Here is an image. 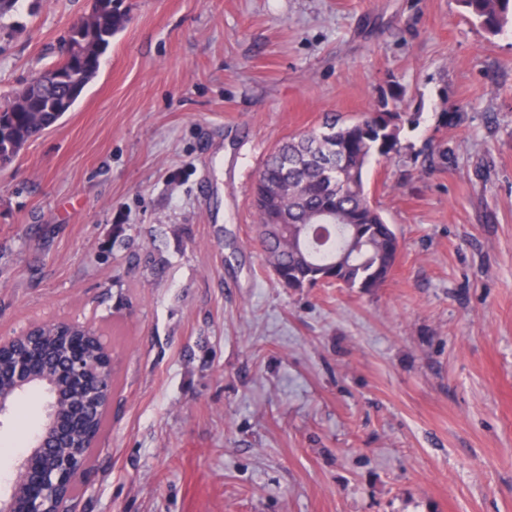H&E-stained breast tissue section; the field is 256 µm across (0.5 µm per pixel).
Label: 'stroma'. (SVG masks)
<instances>
[{"mask_svg":"<svg viewBox=\"0 0 512 512\" xmlns=\"http://www.w3.org/2000/svg\"><path fill=\"white\" fill-rule=\"evenodd\" d=\"M116 7L98 77L0 166V340L88 323L114 359L69 512H512V30L458 0ZM87 9L0 17V100ZM393 90L418 121L367 177L391 280L279 286L264 159Z\"/></svg>","mask_w":512,"mask_h":512,"instance_id":"obj_1","label":"stroma"}]
</instances>
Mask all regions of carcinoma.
Returning a JSON list of instances; mask_svg holds the SVG:
<instances>
[{"label":"carcinoma","mask_w":512,"mask_h":512,"mask_svg":"<svg viewBox=\"0 0 512 512\" xmlns=\"http://www.w3.org/2000/svg\"><path fill=\"white\" fill-rule=\"evenodd\" d=\"M458 2L490 35L512 27V0ZM80 20L91 29L84 57H74L68 41L62 40L58 61L37 71V78L0 104V157L13 159L25 143L62 118L60 103L47 87L49 74L69 72L85 90L98 75L101 57L124 15L114 14L98 26L88 17ZM416 121V114L397 112L384 98L354 120L328 115L320 128L289 137L268 155L253 187V201L258 243L281 287L301 290L335 283L370 294L386 285L401 245L392 225L371 204L365 175L374 159L402 156V126ZM40 328L41 335L21 337L0 354V396L16 400V359L37 356L42 384L36 389L65 429L58 447L86 448L96 442L105 417L80 403L74 385L56 378L68 336L79 335L84 324L42 322ZM82 353L92 365L108 362V350L98 337L84 339Z\"/></svg>","instance_id":"cac0c4a2"}]
</instances>
